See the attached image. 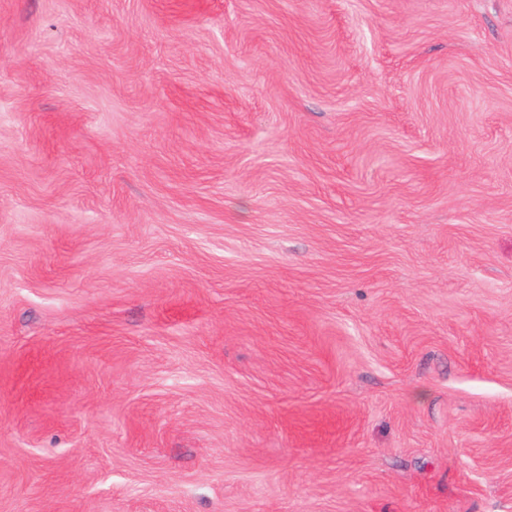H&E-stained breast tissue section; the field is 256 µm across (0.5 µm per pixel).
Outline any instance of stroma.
I'll use <instances>...</instances> for the list:
<instances>
[{
	"mask_svg": "<svg viewBox=\"0 0 512 512\" xmlns=\"http://www.w3.org/2000/svg\"><path fill=\"white\" fill-rule=\"evenodd\" d=\"M0 512H512V0H0Z\"/></svg>",
	"mask_w": 512,
	"mask_h": 512,
	"instance_id": "1",
	"label": "stroma"
}]
</instances>
